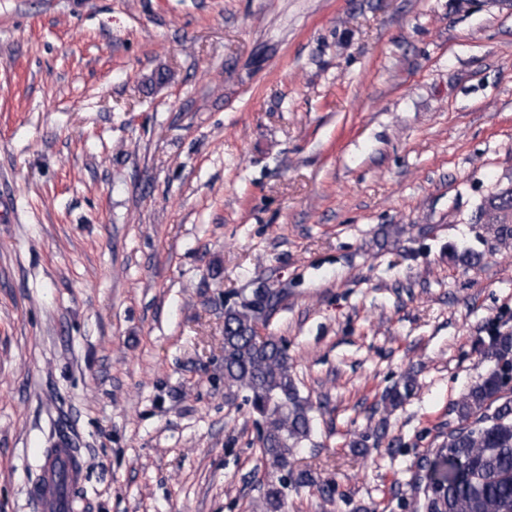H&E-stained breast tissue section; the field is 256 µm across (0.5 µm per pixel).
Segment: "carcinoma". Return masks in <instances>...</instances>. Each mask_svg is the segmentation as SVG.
<instances>
[{"label": "carcinoma", "instance_id": "1", "mask_svg": "<svg viewBox=\"0 0 512 512\" xmlns=\"http://www.w3.org/2000/svg\"><path fill=\"white\" fill-rule=\"evenodd\" d=\"M262 305L260 299L224 310V384L246 392L261 422L262 458L272 471L262 507L281 512L288 489L301 487H315L331 502L332 479L291 466L292 451L312 440V407L300 395L283 345L257 335ZM483 355L490 367L457 402L458 424L428 464L415 512H512V394L505 387L512 374V332H497ZM416 387L414 375L406 374L386 390L385 405H402Z\"/></svg>", "mask_w": 512, "mask_h": 512}]
</instances>
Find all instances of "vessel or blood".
Listing matches in <instances>:
<instances>
[{
    "label": "vessel or blood",
    "mask_w": 512,
    "mask_h": 512,
    "mask_svg": "<svg viewBox=\"0 0 512 512\" xmlns=\"http://www.w3.org/2000/svg\"><path fill=\"white\" fill-rule=\"evenodd\" d=\"M42 468L47 483L33 493L37 512H72L82 483L77 449L54 448L45 452Z\"/></svg>",
    "instance_id": "1"
}]
</instances>
